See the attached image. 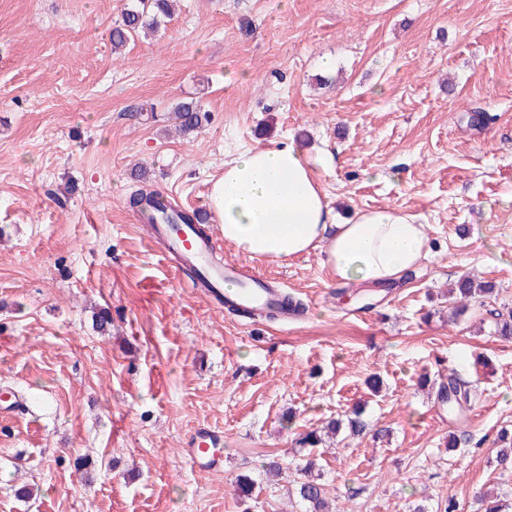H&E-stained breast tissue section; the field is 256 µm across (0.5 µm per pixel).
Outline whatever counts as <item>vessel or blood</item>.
Segmentation results:
<instances>
[{
	"mask_svg": "<svg viewBox=\"0 0 512 512\" xmlns=\"http://www.w3.org/2000/svg\"><path fill=\"white\" fill-rule=\"evenodd\" d=\"M151 226L157 237L169 248L177 251L182 264H190L200 269V287L206 288L210 294L223 295L230 307L247 313L251 318L260 319L278 303L280 289L265 279L257 276L241 279L239 270L234 265L210 266L207 257L213 248V241L198 236L192 226L181 225L176 232L167 224ZM185 456L193 469L201 472L213 469L223 460L217 437L206 431L195 435L189 449L185 451Z\"/></svg>",
	"mask_w": 512,
	"mask_h": 512,
	"instance_id": "vessel-or-blood-1",
	"label": "vessel or blood"
}]
</instances>
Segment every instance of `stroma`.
Wrapping results in <instances>:
<instances>
[{
	"mask_svg": "<svg viewBox=\"0 0 512 512\" xmlns=\"http://www.w3.org/2000/svg\"><path fill=\"white\" fill-rule=\"evenodd\" d=\"M130 3L0 0V391L23 399L0 414V512H307L309 458L331 512H477L484 492L512 512L495 461L512 339L493 318L512 311V0H178L117 55ZM180 101L207 114L189 135ZM271 141L318 160L334 223L401 208L427 224L428 259L345 284L317 252L248 260L211 220L217 257L304 312L255 325L189 288L130 195L207 208L225 156ZM466 276L495 291L457 316ZM451 371L473 391L461 417L432 389ZM356 408L363 434L300 447ZM200 427L224 435L218 471L186 460Z\"/></svg>",
	"mask_w": 512,
	"mask_h": 512,
	"instance_id": "1",
	"label": "stroma"
}]
</instances>
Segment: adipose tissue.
<instances>
[{
  "mask_svg": "<svg viewBox=\"0 0 512 512\" xmlns=\"http://www.w3.org/2000/svg\"><path fill=\"white\" fill-rule=\"evenodd\" d=\"M209 208L226 244L252 261H285L320 251L339 280L382 287L429 254L426 227L395 207L333 223L313 162L290 142L259 144L225 160Z\"/></svg>",
  "mask_w": 512,
  "mask_h": 512,
  "instance_id": "obj_1",
  "label": "adipose tissue"
}]
</instances>
